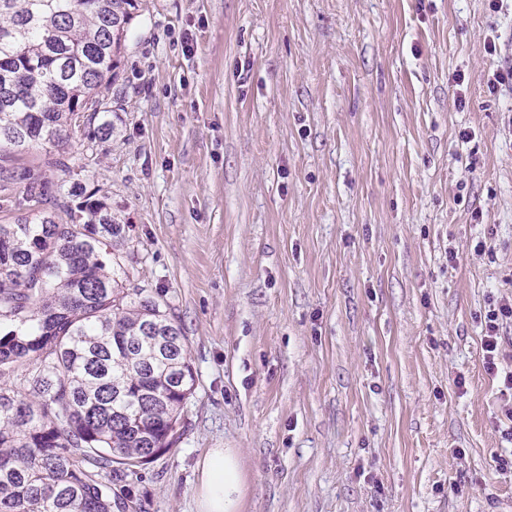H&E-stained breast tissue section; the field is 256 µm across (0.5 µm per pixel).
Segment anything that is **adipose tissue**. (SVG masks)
I'll return each instance as SVG.
<instances>
[{"label":"adipose tissue","instance_id":"ef3b65f1","mask_svg":"<svg viewBox=\"0 0 512 512\" xmlns=\"http://www.w3.org/2000/svg\"><path fill=\"white\" fill-rule=\"evenodd\" d=\"M241 495L242 471L236 451L211 449L196 490L198 512H238Z\"/></svg>","mask_w":512,"mask_h":512}]
</instances>
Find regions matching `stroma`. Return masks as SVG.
<instances>
[{
	"label": "stroma",
	"mask_w": 512,
	"mask_h": 512,
	"mask_svg": "<svg viewBox=\"0 0 512 512\" xmlns=\"http://www.w3.org/2000/svg\"><path fill=\"white\" fill-rule=\"evenodd\" d=\"M499 4L146 0L114 140L66 172L0 160L13 195L37 166L50 204L77 179L123 210L128 268L187 338L195 389L139 470L143 512H196L213 448L239 455V512L512 501V390L481 343L490 299L512 300Z\"/></svg>",
	"instance_id": "stroma-1"
}]
</instances>
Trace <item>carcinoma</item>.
Segmentation results:
<instances>
[{
  "mask_svg": "<svg viewBox=\"0 0 512 512\" xmlns=\"http://www.w3.org/2000/svg\"><path fill=\"white\" fill-rule=\"evenodd\" d=\"M141 5L0 0L1 153L112 139L99 114ZM67 196L61 213L34 188L0 201L24 211L0 223V512L138 508V468L175 445L196 383L165 295L122 262L128 219L78 180Z\"/></svg>",
  "mask_w": 512,
  "mask_h": 512,
  "instance_id": "cac0c4a2",
  "label": "carcinoma"
}]
</instances>
